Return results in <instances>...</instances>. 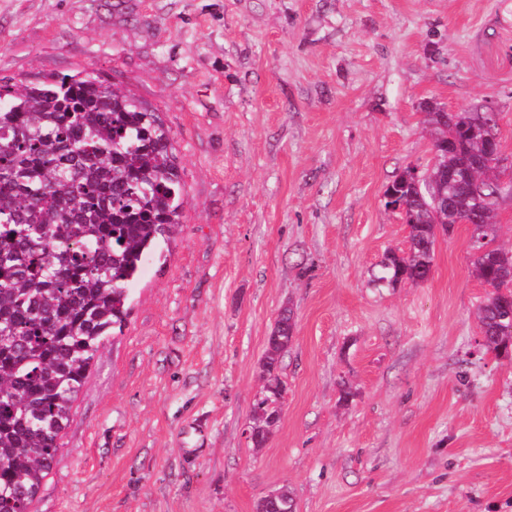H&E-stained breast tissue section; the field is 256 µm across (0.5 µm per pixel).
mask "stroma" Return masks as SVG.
<instances>
[{
    "label": "stroma",
    "instance_id": "35a3bbf8",
    "mask_svg": "<svg viewBox=\"0 0 512 512\" xmlns=\"http://www.w3.org/2000/svg\"><path fill=\"white\" fill-rule=\"evenodd\" d=\"M100 76L157 108L185 188L30 512H512V355L485 352L471 227L377 288L433 161L424 105L512 155V0H0V77ZM280 421L245 436L280 312ZM294 326L292 309H284L279 314L276 324L268 336L267 347L260 364L262 373L271 375L272 371H277L283 354L292 344Z\"/></svg>",
    "mask_w": 512,
    "mask_h": 512
}]
</instances>
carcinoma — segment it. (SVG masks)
Returning <instances> with one entry per match:
<instances>
[{
  "label": "carcinoma",
  "mask_w": 512,
  "mask_h": 512,
  "mask_svg": "<svg viewBox=\"0 0 512 512\" xmlns=\"http://www.w3.org/2000/svg\"><path fill=\"white\" fill-rule=\"evenodd\" d=\"M425 112L433 145L450 144L425 171L446 201L404 172L388 184L407 205L409 247L387 251L371 283L428 281L437 230L470 222L482 239L474 274L493 289L478 312L482 346L500 354L512 347V254L495 246L494 211L458 178L469 170L477 190L503 192L487 160L494 114L458 112L450 129L445 110ZM183 207L174 135L158 110L90 75L0 84V512H30L103 339L126 322L129 286ZM294 326L283 310L262 372L279 368Z\"/></svg>",
  "instance_id": "obj_1"
}]
</instances>
